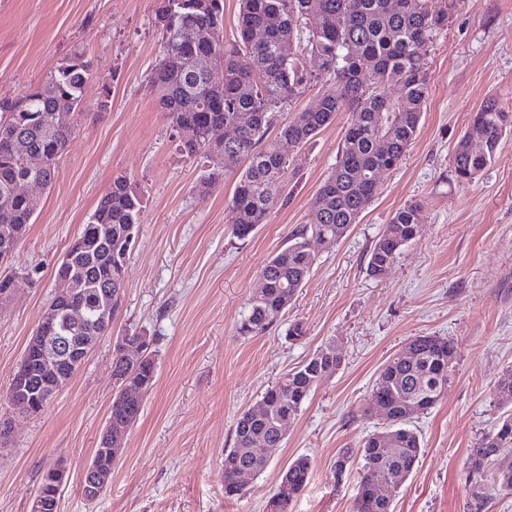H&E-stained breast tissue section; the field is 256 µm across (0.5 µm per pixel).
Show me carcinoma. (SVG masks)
<instances>
[{
	"instance_id": "obj_1",
	"label": "carcinoma",
	"mask_w": 512,
	"mask_h": 512,
	"mask_svg": "<svg viewBox=\"0 0 512 512\" xmlns=\"http://www.w3.org/2000/svg\"><path fill=\"white\" fill-rule=\"evenodd\" d=\"M454 5L455 0H447L445 8L436 10L429 0H240L238 38L226 41L224 0H156L161 43L150 86L172 127L196 130V140L179 144L181 153L221 161L208 174L207 183L221 175L236 178L230 201L234 236L245 239L253 234L278 203V186L288 169L278 142L305 146L338 113L350 114L336 166L316 193L309 221L262 268L264 287L248 299L247 312L237 325L240 335L262 336L280 321L316 263L307 248L308 238L324 235L338 242L346 237L371 204L380 174L401 163L416 138L429 95L427 48L434 34L447 25ZM191 39L213 40L219 63L218 72L193 83L189 82L192 61L184 50V42ZM285 42L295 45L288 60L279 52ZM309 57L318 59L317 70L307 68ZM91 79V60L75 52L44 81L17 97L0 98V252L17 246L39 209L33 200L11 195L13 183L29 174L24 156L44 154L47 183H52L76 124L57 125L50 114L58 108L78 114ZM318 82L329 88L313 105L279 119L287 103ZM382 115L392 119L380 133ZM475 125L484 131L482 147L472 145L464 135L452 155L453 173L460 183L472 182L495 160L503 134L512 128V114L491 100L476 112ZM221 127L237 128L235 139L215 137ZM380 137L388 141V148H380ZM142 207L140 192L127 178L113 179L75 238L72 261L57 270V277L83 283L81 292L65 298V303L83 307L85 320L58 328L65 345L58 349L56 360L70 379L86 360L75 351L73 337L112 332V326L98 320L97 306L112 297V316H117L116 298L125 288L121 268L138 238ZM421 211L418 202L395 211L371 250L369 276L383 277L396 262L416 236ZM25 353V391L12 382L7 388V395L20 399L25 392H36V384L46 374L41 354L34 349ZM149 353L137 368L112 358V377L139 390L121 403L112 400V420L139 418L157 375L155 351ZM456 364L454 342L429 335L414 337L383 365L365 411L382 421L390 445L375 432L357 450L340 449L333 463L344 472L358 470L353 512H393L392 503L374 498V481L386 476L401 485L419 463L422 440L412 428L410 408L418 405L426 413L435 407L443 397L441 390L448 389L455 375ZM340 365L336 347L324 346L266 389L263 417L241 414L234 445L224 449L226 497L244 493L235 483L238 470L261 474L267 469L269 460L255 449L278 447L281 421L294 419L311 393ZM511 453L512 414L483 434L465 459L470 512H486L495 496L512 494V467L498 466L499 459ZM312 474L310 459L298 456L279 483H288L298 494Z\"/></svg>"
}]
</instances>
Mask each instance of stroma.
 <instances>
[{
	"mask_svg": "<svg viewBox=\"0 0 512 512\" xmlns=\"http://www.w3.org/2000/svg\"><path fill=\"white\" fill-rule=\"evenodd\" d=\"M155 0H0V97L24 91L79 51L92 60L77 130L46 188L34 224L0 274L17 272L0 303V414L22 352L56 285V272L112 180L143 195L138 240L126 266L112 333L37 416L17 417L0 442V512H29L43 471L66 458L59 512H266L290 461L315 469L290 512H352L356 473L331 466L381 430L364 402L381 366L415 336L452 339L458 372L414 426L422 456L393 492L394 512H468L463 462L512 403L498 380L512 370V134L474 182L458 183L453 148L486 101L512 111V0H457L428 54L429 97L416 138L397 170L380 176L371 205L347 237L311 240L317 262L285 317L262 336L236 325L263 266L306 224L310 203L336 164L348 121L337 114L305 147L282 144L288 171L266 224L244 240L230 232L235 181L200 190L203 165L182 155L158 110L149 78L158 61ZM423 202L414 240L381 278L370 251L393 213ZM306 328L302 339L291 324ZM153 340L157 382L125 440L112 483L93 503L82 472L107 421L117 337ZM333 344L341 367L288 424L270 464L244 494L224 495V451L239 415L312 353Z\"/></svg>",
	"mask_w": 512,
	"mask_h": 512,
	"instance_id": "stroma-1",
	"label": "stroma"
}]
</instances>
